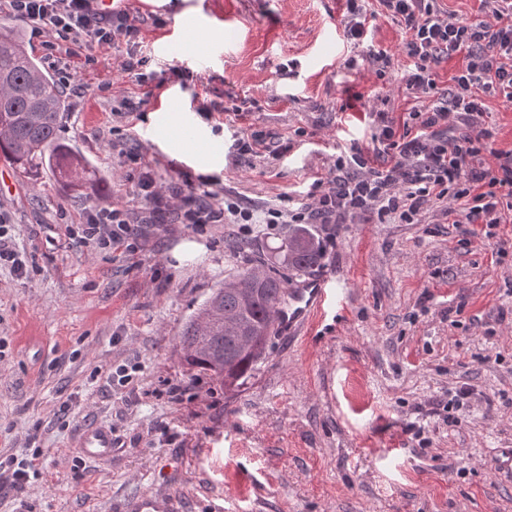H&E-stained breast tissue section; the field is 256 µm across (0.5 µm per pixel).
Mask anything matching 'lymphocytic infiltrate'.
I'll return each mask as SVG.
<instances>
[{"label":"lymphocytic infiltrate","mask_w":512,"mask_h":512,"mask_svg":"<svg viewBox=\"0 0 512 512\" xmlns=\"http://www.w3.org/2000/svg\"><path fill=\"white\" fill-rule=\"evenodd\" d=\"M17 19L32 34L43 36L47 58L60 43L82 47L87 42L111 44L122 37L136 41L139 27L124 9L101 11L97 0H7ZM381 12L405 30L402 52L407 59L402 80L407 89L436 94L431 109L403 113L398 124H384L373 140L384 165L369 166L363 152L351 147L336 160V177L317 182L311 192L316 203L295 205L283 197L280 207L268 209V224H334L345 215L371 210L378 219L413 223L431 200H466L462 233L472 227H496L504 211H512V150H492V132L478 128L485 110L484 94L512 101V0H484L492 22L442 18L435 0H377ZM463 55L465 64L452 78L449 90L438 91L433 68L442 59ZM456 119L457 133L449 135L448 121ZM493 152L496 167L484 166L482 156ZM128 180L135 182L145 203L141 221L123 209L94 208L84 223L68 224L63 235L73 248L101 252L121 245L140 248L147 230L163 210L175 223L202 232L213 224H236L248 231L254 214L232 201L220 200L208 178L185 180L175 188L176 205H168L156 189V172L139 156L128 157Z\"/></svg>","instance_id":"1"}]
</instances>
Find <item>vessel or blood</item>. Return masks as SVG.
Returning a JSON list of instances; mask_svg holds the SVG:
<instances>
[{"label": "vessel or blood", "mask_w": 512, "mask_h": 512, "mask_svg": "<svg viewBox=\"0 0 512 512\" xmlns=\"http://www.w3.org/2000/svg\"><path fill=\"white\" fill-rule=\"evenodd\" d=\"M218 44L202 43L195 51H184L179 40H169L166 54L178 57L187 64L210 65L220 58ZM346 295L345 289L334 287L326 279H306L290 286L284 301L277 309L276 324L285 333L297 334L326 308L339 305ZM77 446L82 455L91 460L111 458L116 442L111 428L96 424L83 426ZM130 512H179L177 504L161 495H147L137 499Z\"/></svg>", "instance_id": "b4317fda"}]
</instances>
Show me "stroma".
<instances>
[{
    "label": "stroma",
    "mask_w": 512,
    "mask_h": 512,
    "mask_svg": "<svg viewBox=\"0 0 512 512\" xmlns=\"http://www.w3.org/2000/svg\"><path fill=\"white\" fill-rule=\"evenodd\" d=\"M124 6L139 20L137 43H92L56 63L20 30L62 87L61 135L94 176L67 199L48 169L0 189L15 243L37 267L22 280L0 270V455H29L33 431L41 449L37 476L0 492V512H114L153 493L181 512H512V474L497 467L512 454V222L466 236L448 214L461 202L430 201L410 224L368 213L311 224L315 241L336 240L305 272L272 254L293 225L263 222L281 196L303 203L314 180L333 179L341 150L371 152L379 115L430 105L401 79L400 24L368 18L369 46L353 50L345 0ZM194 15L209 19L204 39L233 45L211 68L184 72L160 46ZM228 17L238 24L229 32ZM127 59L142 81L123 72ZM172 90L187 112L165 111ZM485 104L480 127L493 131L494 149H512V102ZM254 135L257 153L233 149ZM130 152L152 164L161 194L215 179L255 225L198 235L165 220L133 255L64 247L60 226L83 223L90 208L141 217ZM259 262L287 284L336 280L347 296L307 332L273 334L251 377L227 388L180 360L182 328L225 278ZM130 362L133 381L110 388V369ZM173 383L181 397L170 396ZM463 386L471 399L450 406ZM89 422L120 443L108 461L75 447Z\"/></svg>",
    "instance_id": "1"
}]
</instances>
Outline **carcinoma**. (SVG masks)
Here are the masks:
<instances>
[{
    "label": "carcinoma",
    "mask_w": 512,
    "mask_h": 512,
    "mask_svg": "<svg viewBox=\"0 0 512 512\" xmlns=\"http://www.w3.org/2000/svg\"><path fill=\"white\" fill-rule=\"evenodd\" d=\"M66 100L30 55L16 24L0 17V159L20 175L32 178L45 167L56 173L62 190L76 191L86 181L90 161L59 133ZM286 265L304 270L317 265L321 253L303 228L273 248ZM261 283L249 270L232 277L233 287H220L190 316L182 331L184 361L213 379L232 386L255 370L267 342L240 346L237 337L275 320L285 285L267 269Z\"/></svg>",
    "instance_id": "carcinoma-1"
}]
</instances>
